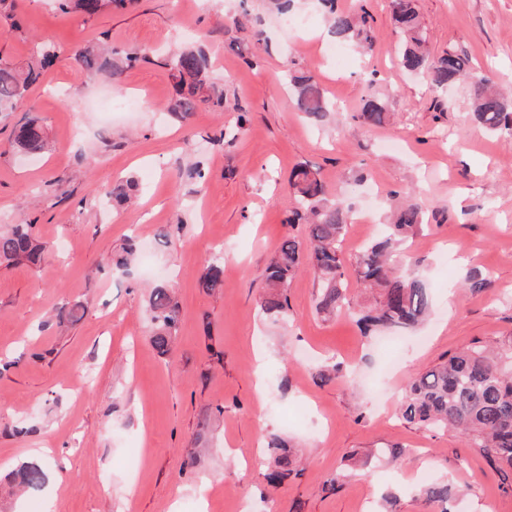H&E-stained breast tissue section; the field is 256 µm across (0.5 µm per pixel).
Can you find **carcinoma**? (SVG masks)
<instances>
[{
  "mask_svg": "<svg viewBox=\"0 0 512 512\" xmlns=\"http://www.w3.org/2000/svg\"><path fill=\"white\" fill-rule=\"evenodd\" d=\"M126 0H56L63 14L76 13L87 20L122 7ZM326 13L327 33L338 43L354 39L372 42L366 16L345 12L337 0H319ZM391 12L402 36L400 66L410 72L425 74L431 89L443 92L465 83L470 87L475 122L492 134L512 135V100L497 90L471 59L453 49L440 55L431 53L414 0H389ZM53 42L36 46L23 67L0 62V112H12L27 96L30 88L59 57ZM82 68L90 75L112 72L113 85H119L124 70L146 59L132 51H120L102 43L89 44L76 52ZM174 82L175 95L169 112L184 118L203 106L230 108L238 113L237 125L247 122V111L238 99H230L225 85L212 77L211 56L201 47L184 44L162 60ZM288 86L296 109L316 123H322L334 111L313 75L301 70L288 72ZM363 128L385 125L390 119L386 103L375 93H368L358 114ZM10 147L18 152L40 153L46 148L42 127L34 119L15 126ZM294 207L288 224L305 226L306 237L286 235L281 238L266 268V289L260 296V314L274 323L288 319V288L299 272L312 270L319 288L315 309L319 314L335 316L351 309L344 280V256L341 243L352 219V207L341 195H330L319 169L306 163L295 167L288 179ZM133 196L130 183L112 188L110 202L121 206ZM386 209L391 223L372 240L355 260L360 285L376 292L374 303L357 312L363 334L379 330L411 332L428 316L432 305L430 288L422 275L411 268L404 251L407 238L418 235L426 225V211L412 194L393 193ZM44 247L27 224L0 229V266L18 264L37 266ZM199 287L215 294L224 288V266L216 258L200 275ZM151 331L149 341L166 355L174 344L180 324V305L173 289L157 285L149 297ZM512 342L493 347L474 345L448 354L429 370L405 384L400 417L412 426L427 430H453L471 448L484 455L489 464L502 472L512 470ZM269 466L265 478L271 485L282 483L292 473L300 472L294 451L284 437H267ZM47 480L44 466L37 462L21 465L10 476L11 484L27 494L42 490ZM429 503L446 504L451 496L448 482L429 480L420 487Z\"/></svg>",
  "mask_w": 512,
  "mask_h": 512,
  "instance_id": "cac0c4a2",
  "label": "carcinoma"
}]
</instances>
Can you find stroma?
I'll return each mask as SVG.
<instances>
[{
	"label": "stroma",
	"instance_id": "1",
	"mask_svg": "<svg viewBox=\"0 0 512 512\" xmlns=\"http://www.w3.org/2000/svg\"><path fill=\"white\" fill-rule=\"evenodd\" d=\"M338 4L369 13L367 52L348 44L340 59L323 58L317 0H303L286 25L263 0H249L253 22L243 27L233 20L239 0H134L89 21L49 0H16L11 18H0L4 61L23 64L38 39L64 51L16 111L0 113V225H30L45 247L40 265L0 268V512H380L386 501L394 512H441L417 493L431 479L467 488L453 512H512L504 473L476 449L397 415L411 376L474 342L512 339V137L474 122L466 85L433 92L398 67L388 0ZM417 8L434 53H466L512 93V0H417ZM260 38L268 47H257ZM96 40L147 51L196 41L246 107L245 126L233 112H166L172 82L153 62L127 69L117 86L89 78L74 52ZM230 42L255 46L253 63L226 52ZM289 67L314 75L336 102L328 121L297 112L284 84ZM366 72L377 74L391 120L365 133L357 115ZM130 96L142 98L139 111L97 107ZM28 115L48 142L38 154L7 146ZM303 162L353 208L344 273L359 305L373 296L355 278V258L374 237L383 196L416 191L429 228L409 249L433 305L411 335L370 338L351 316L324 319L306 270L290 284L287 323L261 318L265 268L284 235L303 233L284 222L294 206L286 183ZM129 178L137 205L106 206L107 192ZM131 238L137 259L117 269L110 259ZM219 253L224 288L209 294L197 279ZM471 271L491 289L463 288ZM162 282L181 315L165 357L148 341L146 307ZM65 304L82 305L78 323L59 325ZM329 361L343 376L320 382ZM85 372L92 384L73 391V376ZM204 415L205 449L195 442ZM271 432L306 458L299 477L276 486L260 466ZM382 443L399 446V456L374 457ZM34 459L47 466L44 488L34 498L12 494L5 476ZM339 471L343 480L330 487ZM205 482L217 488L207 501L198 492Z\"/></svg>",
	"mask_w": 512,
	"mask_h": 512
}]
</instances>
